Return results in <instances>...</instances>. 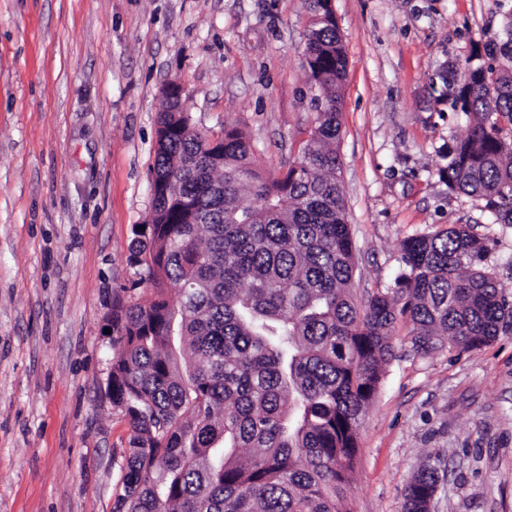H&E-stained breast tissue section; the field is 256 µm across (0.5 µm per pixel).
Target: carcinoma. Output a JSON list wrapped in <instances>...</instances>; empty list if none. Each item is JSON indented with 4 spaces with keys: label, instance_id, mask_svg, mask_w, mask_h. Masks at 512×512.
I'll return each instance as SVG.
<instances>
[{
    "label": "carcinoma",
    "instance_id": "cac0c4a2",
    "mask_svg": "<svg viewBox=\"0 0 512 512\" xmlns=\"http://www.w3.org/2000/svg\"><path fill=\"white\" fill-rule=\"evenodd\" d=\"M307 4L326 21L305 37L312 120L283 180L236 127L222 130L221 162L207 160L208 134L164 101L152 171L170 186L129 255L149 287L112 313L108 395L129 426L114 512H352L360 420L397 320L424 355L479 349L512 326L489 243L466 225L404 240L395 287L355 300L336 177L347 58L329 0ZM444 87L437 101L470 125L439 177L512 224V11ZM439 480L420 466L403 512H423Z\"/></svg>",
    "mask_w": 512,
    "mask_h": 512
}]
</instances>
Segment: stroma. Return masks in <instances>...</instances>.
<instances>
[{
	"instance_id": "stroma-1",
	"label": "stroma",
	"mask_w": 512,
	"mask_h": 512,
	"mask_svg": "<svg viewBox=\"0 0 512 512\" xmlns=\"http://www.w3.org/2000/svg\"><path fill=\"white\" fill-rule=\"evenodd\" d=\"M347 57L338 153L358 301L393 287L400 243L451 224L486 237L512 294V225L449 192L468 122L433 75L464 64L512 0H333ZM305 0H0V512H112L129 428L106 386L112 313L143 277L163 85L195 127H239L260 165L294 159L312 107ZM360 429L353 512H402L422 464L435 512H512V328L427 355L397 321Z\"/></svg>"
}]
</instances>
